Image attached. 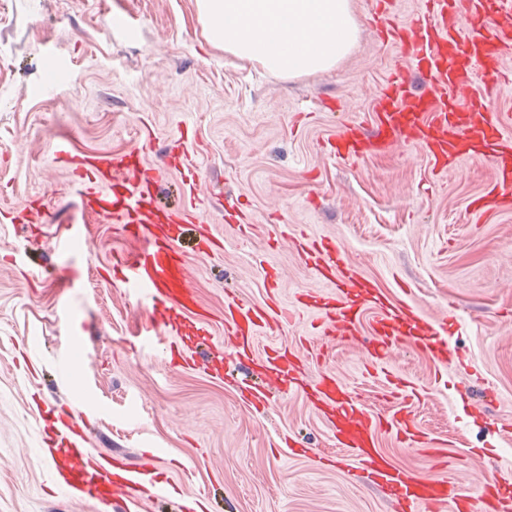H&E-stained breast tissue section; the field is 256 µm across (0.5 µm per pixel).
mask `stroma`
Wrapping results in <instances>:
<instances>
[{
  "mask_svg": "<svg viewBox=\"0 0 512 512\" xmlns=\"http://www.w3.org/2000/svg\"><path fill=\"white\" fill-rule=\"evenodd\" d=\"M351 7L352 49L330 69L288 79L212 46L197 0H0V208L37 192L50 217L34 234L0 221V512H93L43 491L51 464L38 397L88 412L93 451L153 454L191 499L211 498L213 512H393L348 462L316 464L315 454L336 446L302 398L275 394L252 411L238 386L250 366H227L220 377L171 368L161 344L145 346L146 318L124 284L104 274L113 252L131 256L142 244L83 208L52 143L70 140L79 154L122 151L148 126L158 159L181 119L208 184L252 218L245 237L217 222L222 255L196 260L202 304L223 314L228 289L262 300L269 255L284 296L314 288L302 259L277 242L280 228L303 225L343 241L390 297L430 315L455 305L464 366L434 371L401 346L387 371L426 388L414 419L457 448L452 475L512 497V471L495 461L512 455L504 440L512 435V211L475 223L468 203L489 181L485 164L433 182L412 147L355 164L324 153L340 120H368L399 61L373 36L374 0ZM57 68L63 84L43 93ZM320 97L339 99L341 111L315 108ZM307 104L310 114L298 117ZM63 224L88 226L89 243L58 252ZM322 365L377 406L384 373L366 371L340 343ZM382 448L421 478L443 473L424 448L390 436Z\"/></svg>",
  "mask_w": 512,
  "mask_h": 512,
  "instance_id": "obj_1",
  "label": "stroma"
}]
</instances>
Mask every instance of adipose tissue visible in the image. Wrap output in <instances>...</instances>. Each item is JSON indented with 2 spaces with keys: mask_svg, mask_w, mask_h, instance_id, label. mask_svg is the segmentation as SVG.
Wrapping results in <instances>:
<instances>
[{
  "mask_svg": "<svg viewBox=\"0 0 512 512\" xmlns=\"http://www.w3.org/2000/svg\"><path fill=\"white\" fill-rule=\"evenodd\" d=\"M209 40L286 78L332 67L355 43L350 0H198Z\"/></svg>",
  "mask_w": 512,
  "mask_h": 512,
  "instance_id": "ef3b65f1",
  "label": "adipose tissue"
}]
</instances>
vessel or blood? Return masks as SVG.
<instances>
[{"label":"vessel or blood","instance_id":"obj_1","mask_svg":"<svg viewBox=\"0 0 512 512\" xmlns=\"http://www.w3.org/2000/svg\"><path fill=\"white\" fill-rule=\"evenodd\" d=\"M394 0H377L373 29L381 43L396 48L401 61L390 71L373 100L369 121L341 120L326 141L331 158L355 163L404 146L416 148L432 177L458 170L464 163H488L485 191L469 202L476 220L512 210V114L496 111L492 102L508 82L502 54L512 46V0H417L403 22L392 19ZM186 122H178L175 151L162 162L151 161L154 137L122 153L74 154L68 141L54 145L53 160L65 169L84 204L111 216L126 238L146 245L129 259L116 253L111 269L123 277L130 294L149 307L154 334L177 335L183 321L209 334L213 322L224 327V340L209 346L207 358L179 350L183 367L214 368L235 353L260 364L264 372L248 389L260 403L271 392L295 395L315 406L336 440L342 457L352 459L365 482L389 489L399 512H512L490 484L470 488L462 480L441 476L424 480L393 463L381 449V438L394 436L446 457L445 441L429 436L411 421V409L424 390L415 382L393 377L385 404L399 409L383 415L357 403L329 370L310 377L312 354L288 348L259 352L261 337L277 336L298 325L304 336L328 345L342 342L374 369H381L394 346L406 344L426 354L436 369L448 366V315L426 316L413 303L390 298L353 264L342 241L306 232H284L287 245L309 267L315 289L295 298L278 296L281 269L266 258L263 278L270 292L261 302L236 294L224 296V315L214 319L196 298L197 268L179 246L181 225H195L204 253L224 251V238L197 200L204 176L190 150ZM180 172L186 199L166 208L156 187ZM7 219L39 224L45 213L39 200L8 209ZM85 421L68 414L59 427L69 446L52 473L61 494L81 491L95 512H119L137 501L153 475L154 458L131 460L123 454L94 456L81 447Z\"/></svg>","mask_w":512,"mask_h":512}]
</instances>
